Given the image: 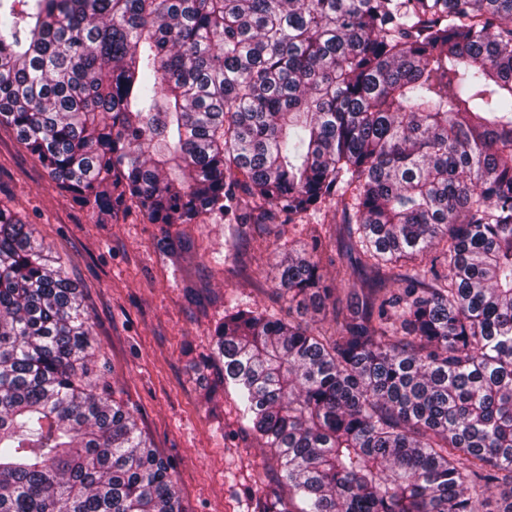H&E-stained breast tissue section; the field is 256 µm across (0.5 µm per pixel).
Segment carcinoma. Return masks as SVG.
Wrapping results in <instances>:
<instances>
[{
    "mask_svg": "<svg viewBox=\"0 0 512 512\" xmlns=\"http://www.w3.org/2000/svg\"><path fill=\"white\" fill-rule=\"evenodd\" d=\"M57 187L153 224H301L281 297L238 309L224 387L277 480L253 512H512V0H0V125ZM349 267V268H351ZM336 267V280L350 281ZM92 325L0 207V512H183ZM333 210L334 208L328 209L326 212L322 211L321 213H317L314 216H311L308 220V224H314L313 226H316L322 233V235H332V257L336 260L337 264L338 262L345 261V259H342L338 255V251H336V224H332L333 221ZM320 224V225H316Z\"/></svg>",
    "mask_w": 512,
    "mask_h": 512,
    "instance_id": "obj_1",
    "label": "carcinoma"
}]
</instances>
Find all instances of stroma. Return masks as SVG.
I'll list each match as a JSON object with an SVG mask.
<instances>
[{"mask_svg":"<svg viewBox=\"0 0 512 512\" xmlns=\"http://www.w3.org/2000/svg\"><path fill=\"white\" fill-rule=\"evenodd\" d=\"M0 204L33 225L77 285L93 324L89 376L133 410L143 436L173 465L184 512H252L277 464L243 419L234 389L208 391L195 369L216 374L214 328L226 309L287 313L274 264L308 242V225L335 234L331 212L306 225H246L236 261L224 265L222 217L167 226L132 207L96 223L5 125Z\"/></svg>","mask_w":512,"mask_h":512,"instance_id":"stroma-1","label":"stroma"}]
</instances>
